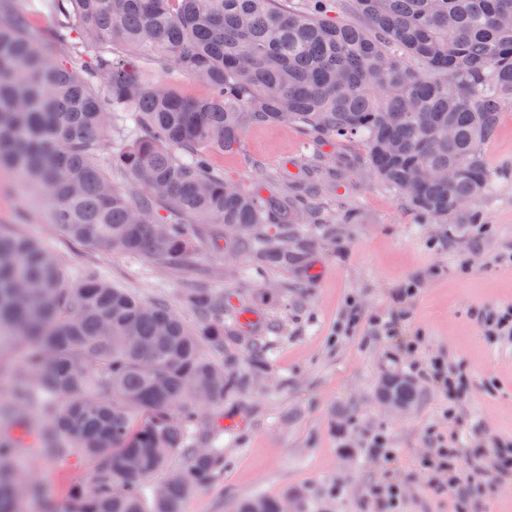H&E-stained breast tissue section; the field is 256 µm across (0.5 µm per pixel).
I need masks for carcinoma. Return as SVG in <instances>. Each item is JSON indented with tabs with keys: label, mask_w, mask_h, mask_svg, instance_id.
Instances as JSON below:
<instances>
[{
	"label": "carcinoma",
	"mask_w": 512,
	"mask_h": 512,
	"mask_svg": "<svg viewBox=\"0 0 512 512\" xmlns=\"http://www.w3.org/2000/svg\"><path fill=\"white\" fill-rule=\"evenodd\" d=\"M361 22L330 17L331 0H50L65 34L33 37L27 15L0 9V165L23 173L77 242L187 265L198 224H215L257 264L301 265L314 243L297 223H333L296 194L281 207L224 180L208 153L240 148L250 124L363 142L375 178L426 221L469 215L493 181L481 153L512 103V0H349ZM170 66L201 96L152 80ZM114 132L110 168L101 137ZM453 136H448V131ZM124 179L114 184L112 174ZM197 331L164 301H146L94 272L64 286L54 256L0 232V336L24 346L21 373L0 362V512L27 488L5 465L36 440L96 463L66 512H146L144 482L164 473L151 512L224 470V449L200 439L201 409L236 377L207 359L224 345V299L193 288ZM408 406L414 382L386 374L377 397ZM38 403L52 428L28 415ZM186 465L168 470L171 456ZM258 496L237 512H281Z\"/></svg>",
	"instance_id": "cac0c4a2"
}]
</instances>
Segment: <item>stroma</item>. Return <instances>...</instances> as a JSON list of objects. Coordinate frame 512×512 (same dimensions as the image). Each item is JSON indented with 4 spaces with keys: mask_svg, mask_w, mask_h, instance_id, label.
Returning <instances> with one entry per match:
<instances>
[{
    "mask_svg": "<svg viewBox=\"0 0 512 512\" xmlns=\"http://www.w3.org/2000/svg\"><path fill=\"white\" fill-rule=\"evenodd\" d=\"M321 152L351 164V181L307 173L303 139L293 128L247 126L235 152H212L225 180L286 204L284 186H316L313 200L335 215L301 268L254 264L225 248L218 231L199 227L185 267L168 271L65 237L50 204L13 169L0 166V229L40 240L61 264L66 284L96 272L144 300L181 304L201 285L224 296V346L205 353L244 379L223 405L201 410L197 426L224 450L214 484L192 491L183 512H234L263 494L298 499L304 512H373L371 486L399 485L400 512H512V475L479 500L458 499L447 476L422 465L447 436L448 398L422 380L440 358L459 372L466 391L458 406L468 451L512 448V335L489 340L483 317L512 309V106L482 153L495 178L474 224H425L401 195L381 186L362 143L325 139ZM267 350L255 368L252 343ZM397 370L419 378L421 395L407 414H387L375 394ZM391 448L381 459L373 437ZM19 478L38 486L23 512H64L75 486L90 484L92 462L58 449H20Z\"/></svg>",
    "mask_w": 512,
    "mask_h": 512,
    "instance_id": "35a3bbf8",
    "label": "stroma"
}]
</instances>
